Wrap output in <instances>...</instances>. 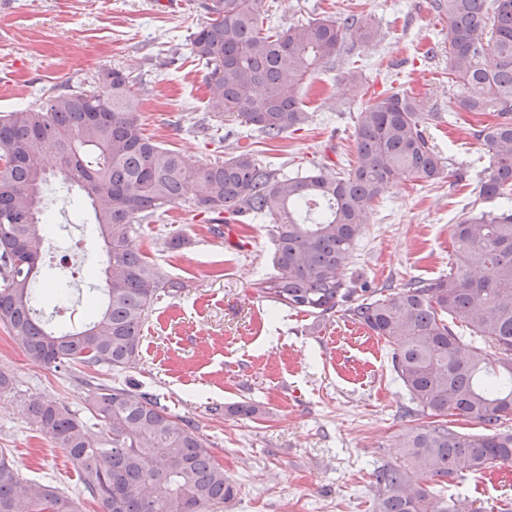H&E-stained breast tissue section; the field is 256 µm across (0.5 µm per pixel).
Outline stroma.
I'll return each instance as SVG.
<instances>
[{"instance_id":"35a3bbf8","label":"stroma","mask_w":512,"mask_h":512,"mask_svg":"<svg viewBox=\"0 0 512 512\" xmlns=\"http://www.w3.org/2000/svg\"><path fill=\"white\" fill-rule=\"evenodd\" d=\"M200 2L0 0V115L119 67L136 81L143 128L155 141L200 166L243 147L294 175L321 164L345 168L360 96L403 84L422 102L423 127L445 171L431 184L395 185L374 203L349 271L372 289L447 275L453 224L473 209L499 210L502 201L479 194L487 155L471 134L475 116L456 107L447 23L431 0H263L283 27L301 18L341 21L362 13L381 31L380 40L355 45L335 69L312 76L302 96L310 122L275 143L231 115L218 119L216 134L191 129L209 99L208 73L189 41L206 19ZM352 68L361 75L356 86L343 79ZM60 183V175L51 176L45 192L57 229L40 279L53 288L59 277L70 278L67 308L56 309L50 299L44 315L75 326L102 282L75 279L74 268L104 266L106 257L90 232L91 208L78 207V189L64 192ZM232 230L229 238L213 235L204 215H191L186 202L135 225L137 241L162 276L184 287L154 304L130 372L34 363L0 328V370L13 379L12 389L0 393V450L24 481L55 486L68 497L81 489L64 450L30 424L29 399L63 401L83 416L89 382L129 381L157 395L208 442L237 489L224 512H378L374 469L394 460L400 435L429 424V417H401L408 397L388 347L368 329L338 313L321 321L260 298L257 283L275 273L270 224L255 220ZM174 236L183 245L165 248ZM243 401L256 406L254 416L224 414V407ZM428 486L432 512L458 497L473 512H499L512 500V463Z\"/></svg>"}]
</instances>
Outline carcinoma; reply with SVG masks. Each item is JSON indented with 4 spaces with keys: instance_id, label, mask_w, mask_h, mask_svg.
Instances as JSON below:
<instances>
[{
    "instance_id": "carcinoma-1",
    "label": "carcinoma",
    "mask_w": 512,
    "mask_h": 512,
    "mask_svg": "<svg viewBox=\"0 0 512 512\" xmlns=\"http://www.w3.org/2000/svg\"><path fill=\"white\" fill-rule=\"evenodd\" d=\"M262 0H205V21L190 35L209 70V112L226 113L267 140L302 129L306 81L334 63L346 43L374 41L363 15L264 26ZM448 21V75L463 112H493L472 129L489 164L480 195L512 198V0H434ZM130 74L99 71L78 89L56 91L37 107L0 117V324L33 362L57 368L137 367L140 334L162 295L183 288L164 279L134 237L135 224L195 194L204 213L266 219L274 234L275 276L259 284L274 306L319 319L343 314L391 346V364L409 405L429 414L398 445L402 462L375 471L379 512H427V479L463 478L512 463V208L475 210L452 228L448 275L370 291L344 276L367 210L392 185L433 183L443 158L422 125L420 101L392 89L359 107L355 161L290 176L248 150L206 166L144 134ZM55 157L63 187L91 200L107 266L100 296L80 327L58 331L40 317L37 284L48 179ZM86 422L62 401L33 398L30 423L54 439L80 472L81 494L101 512H223L234 497L209 444L150 392L96 385ZM482 425L460 432L444 418ZM0 512H79L55 487L23 481L0 452Z\"/></svg>"
}]
</instances>
